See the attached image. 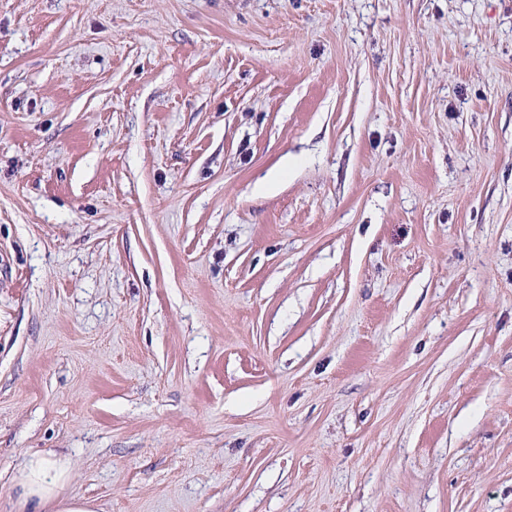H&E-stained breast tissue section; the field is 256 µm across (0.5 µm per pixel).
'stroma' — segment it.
Here are the masks:
<instances>
[{
  "label": "stroma",
  "instance_id": "1",
  "mask_svg": "<svg viewBox=\"0 0 512 512\" xmlns=\"http://www.w3.org/2000/svg\"><path fill=\"white\" fill-rule=\"evenodd\" d=\"M512 512V0H0V512ZM66 458L32 454L13 477L19 512H96L92 503L61 494L69 478Z\"/></svg>",
  "mask_w": 512,
  "mask_h": 512
}]
</instances>
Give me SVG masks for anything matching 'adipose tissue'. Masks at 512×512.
<instances>
[{
    "label": "adipose tissue",
    "mask_w": 512,
    "mask_h": 512,
    "mask_svg": "<svg viewBox=\"0 0 512 512\" xmlns=\"http://www.w3.org/2000/svg\"><path fill=\"white\" fill-rule=\"evenodd\" d=\"M69 471L66 458L30 455L13 477L22 512H95L92 503L62 494Z\"/></svg>",
    "instance_id": "adipose-tissue-1"
}]
</instances>
